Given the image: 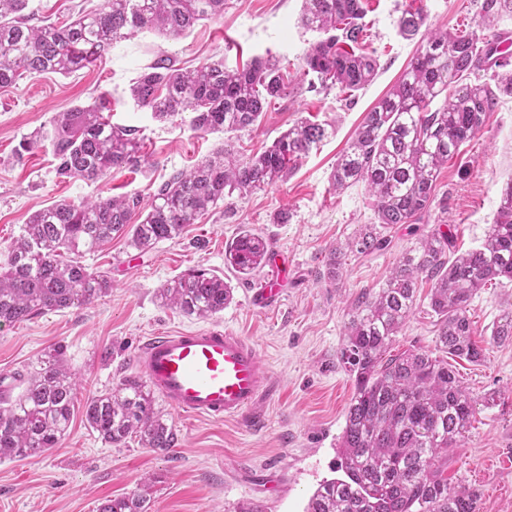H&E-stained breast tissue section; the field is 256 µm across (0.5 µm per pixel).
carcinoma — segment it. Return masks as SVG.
Instances as JSON below:
<instances>
[{"label":"carcinoma","instance_id":"cac0c4a2","mask_svg":"<svg viewBox=\"0 0 512 512\" xmlns=\"http://www.w3.org/2000/svg\"><path fill=\"white\" fill-rule=\"evenodd\" d=\"M225 0H104L70 23L32 25L28 0H0V88L23 75H69L93 65L115 43L142 30L168 39L183 36L197 22L224 15ZM363 0H304L303 26L323 35L305 58L307 71L325 85L357 91L377 75V60L357 53L363 33ZM400 35L420 38L417 55L390 91L364 116L331 175L334 188L365 185L375 223L329 252L324 277L340 280L342 256H368L386 248L391 230L417 224L435 207V183L448 160L485 127L502 96H512V71L495 83L480 72L497 51L483 32L452 33L432 28L421 9L398 20ZM288 80L269 59L229 70L217 60L180 69L160 57L137 77L130 96L159 120L185 112L203 133L231 134L256 125ZM438 108H432L437 99ZM104 98L53 119L57 172L95 183L109 171L140 163L136 130L111 122ZM327 134L324 125L297 121L262 152L243 156L224 148L179 172L149 199L98 197L79 204L58 202L34 212L9 246L0 268V324H13L46 311L86 306L112 290L107 271L82 261L116 237L140 251L180 238L224 198H245L284 181L288 164L305 157ZM144 218L132 223V215ZM269 243L250 229L226 246L224 264L242 277L268 263ZM431 282L429 306L438 317V349L479 363L483 350L472 339V295L492 281L512 282V184L501 194L497 217L481 245L457 254L451 236L433 230L399 259L384 285L362 291L346 325L339 358L355 377L341 440L344 476L325 480L309 498L306 512H479L478 495L450 485L448 454L459 447L475 417L494 402L463 388L448 362L428 350L384 359L387 346L415 307L417 280ZM161 304L189 316L210 319L233 300L224 278L196 268L158 289ZM492 339L512 341V311L493 324ZM76 374L63 347L44 354L14 398H0V461L40 458L69 434L77 402ZM86 426L116 447L137 439L143 448L176 447L173 425L155 408L154 391L137 377L87 397ZM98 512H152L144 489L106 499Z\"/></svg>","mask_w":512,"mask_h":512}]
</instances>
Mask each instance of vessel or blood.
Here are the masks:
<instances>
[{
    "label": "vessel or blood",
    "instance_id": "vessel-or-blood-1",
    "mask_svg": "<svg viewBox=\"0 0 512 512\" xmlns=\"http://www.w3.org/2000/svg\"><path fill=\"white\" fill-rule=\"evenodd\" d=\"M273 273L253 296L265 307L280 299L288 256L272 250ZM134 361L146 380L181 413L221 421L236 419L254 428L265 420L259 400L273 383L256 346L232 330L212 327L150 336Z\"/></svg>",
    "mask_w": 512,
    "mask_h": 512
}]
</instances>
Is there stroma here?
Listing matches in <instances>:
<instances>
[{"instance_id": "obj_1", "label": "stroma", "mask_w": 512, "mask_h": 512, "mask_svg": "<svg viewBox=\"0 0 512 512\" xmlns=\"http://www.w3.org/2000/svg\"><path fill=\"white\" fill-rule=\"evenodd\" d=\"M102 3L29 0L30 19L35 25L62 24ZM363 3L360 48L377 58L379 69L370 85L352 94L322 86L316 74L305 73L304 58L319 35L300 22L303 0H226L223 17L199 22L179 39L145 31L70 75L26 76L0 88V264L37 210L63 200L149 196L228 141L220 133L191 130L188 116L161 122L133 103L130 85L157 56L186 69L220 59L233 69L269 58L287 72L286 95L271 103L254 128L229 140L239 153L271 145L301 119L328 130L327 138L291 166L285 181L245 198H225L199 223L186 227L180 239L142 253L127 239L115 238L86 255L90 269L111 272L107 296L0 325V377L10 380L11 395L22 390L20 376L60 345L81 382L82 399L110 390L123 377L138 376L134 357L146 337L208 325L232 329L256 345L272 374L273 390L262 402L266 425L255 429L234 419L184 416L161 399L157 406L174 425L178 442L170 451L155 452L134 442L106 444L78 414L58 448L37 459L0 462V512H97L103 499L139 491L147 479L153 512H233L243 501L260 503L266 512H305L319 484L335 478L354 392V379L338 357L352 303L362 290L382 286L402 255L436 226L451 232L457 249L478 247L496 219L502 189L512 183V97L504 96L482 132L441 168L431 219L393 229L386 250L366 257L347 254L338 283L324 278L330 247L374 221L365 186L339 193L330 176L364 113L394 85L417 51V41L398 32L402 11L423 8L430 24L451 31L475 29L484 13V0ZM100 96L110 101L113 123L135 129L141 164L111 170L97 183L60 177L52 121L57 113ZM34 135L40 136V147L16 155L19 143ZM282 210L289 213L287 223H275ZM245 227L271 248L287 252L291 261L276 305L252 302L269 269L245 279L224 265L225 247ZM198 266L224 277L234 289L232 303L206 321L165 307L157 297L167 281ZM419 285L416 308L393 337L390 354L437 346V318L427 298L430 282L423 277ZM511 309L512 283L479 289L470 303V319L484 361H450L465 388L495 398L448 456L449 482L476 491L479 512H512V342L491 338L493 323Z\"/></svg>"}]
</instances>
